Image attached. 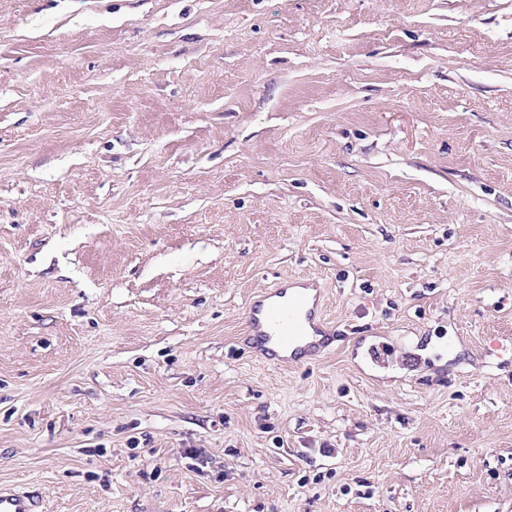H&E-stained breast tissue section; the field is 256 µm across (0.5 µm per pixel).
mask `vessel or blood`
I'll return each instance as SVG.
<instances>
[{"mask_svg": "<svg viewBox=\"0 0 512 512\" xmlns=\"http://www.w3.org/2000/svg\"><path fill=\"white\" fill-rule=\"evenodd\" d=\"M249 334L257 351L271 356L273 348L298 353L319 350L325 341V327L319 301L302 295H288L286 286L252 301L247 309ZM39 502L30 494L0 489V512H38Z\"/></svg>", "mask_w": 512, "mask_h": 512, "instance_id": "obj_1", "label": "vessel or blood"}]
</instances>
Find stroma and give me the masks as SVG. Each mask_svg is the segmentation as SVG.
Instances as JSON below:
<instances>
[{"label":"stroma","mask_w":512,"mask_h":512,"mask_svg":"<svg viewBox=\"0 0 512 512\" xmlns=\"http://www.w3.org/2000/svg\"><path fill=\"white\" fill-rule=\"evenodd\" d=\"M1 487L512 512V0H0ZM286 285H277L261 298L252 301L247 309L249 334L256 350L265 357H273L275 353L267 347L275 343L282 351H291L289 358L298 359V352L317 351L326 342L324 323L320 307V291L314 295L313 301L307 296L295 294L285 303H276L274 297H283L287 293ZM304 323L323 338L317 339L306 331ZM304 344V345H301Z\"/></svg>","instance_id":"obj_1"}]
</instances>
